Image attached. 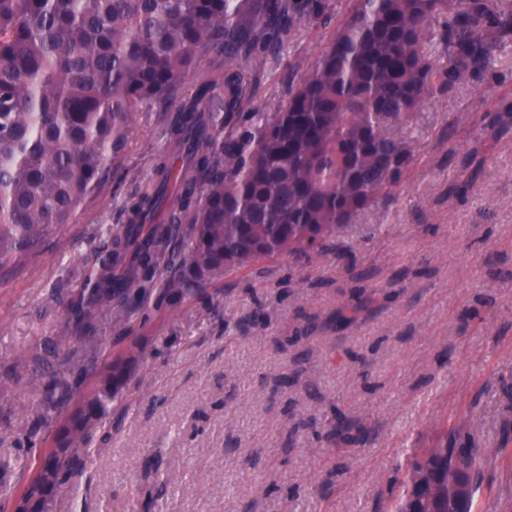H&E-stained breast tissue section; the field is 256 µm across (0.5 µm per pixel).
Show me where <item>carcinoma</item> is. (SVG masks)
<instances>
[{
	"label": "carcinoma",
	"mask_w": 512,
	"mask_h": 512,
	"mask_svg": "<svg viewBox=\"0 0 512 512\" xmlns=\"http://www.w3.org/2000/svg\"><path fill=\"white\" fill-rule=\"evenodd\" d=\"M439 16L446 65L424 53ZM333 23L314 65L288 64L287 100L258 110L266 61L301 30ZM508 45L512 0H349L342 18L334 0H0L1 277L73 223L122 160L134 113L157 107L167 138L125 224L65 299L73 345L48 343L16 368L49 377L25 436L36 474L0 512H50L85 466L87 430L123 398L135 358L112 357L101 322L128 324L151 299L176 307L284 255L346 254L340 230L417 162L402 129L425 101L489 81ZM511 126L509 105L479 131L497 138ZM485 453L443 435L389 512H475Z\"/></svg>",
	"instance_id": "obj_1"
}]
</instances>
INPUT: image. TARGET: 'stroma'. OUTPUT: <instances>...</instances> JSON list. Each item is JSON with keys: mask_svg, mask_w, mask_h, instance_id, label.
<instances>
[{"mask_svg": "<svg viewBox=\"0 0 512 512\" xmlns=\"http://www.w3.org/2000/svg\"><path fill=\"white\" fill-rule=\"evenodd\" d=\"M330 36L284 43L256 106L283 100L289 62L313 65ZM493 68L498 81L419 109L418 163L393 201L347 224L352 256L227 275L121 340L98 327L113 353H143L123 399L88 430L86 469L54 512H142L161 479L173 486L164 512H389L447 426L488 451L480 512H512V465L495 453L512 446V131L477 136L479 118L512 101V45ZM165 149L155 113H136L117 172L75 223L0 277V462L11 467L0 502L18 492L41 397L38 383L6 376L38 342L68 349L65 296ZM355 288L370 313L331 326ZM339 417L365 424L367 442L331 439Z\"/></svg>", "mask_w": 512, "mask_h": 512, "instance_id": "1", "label": "stroma"}]
</instances>
